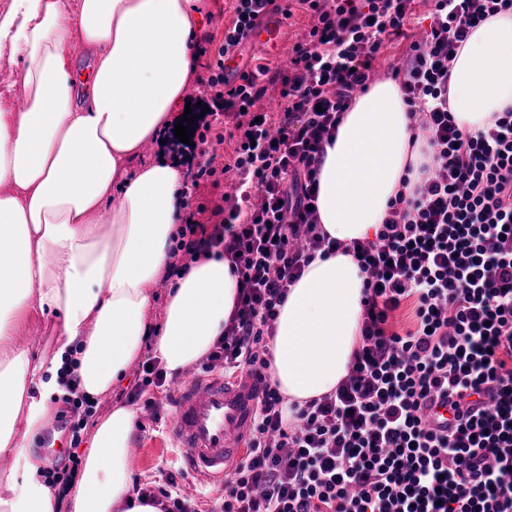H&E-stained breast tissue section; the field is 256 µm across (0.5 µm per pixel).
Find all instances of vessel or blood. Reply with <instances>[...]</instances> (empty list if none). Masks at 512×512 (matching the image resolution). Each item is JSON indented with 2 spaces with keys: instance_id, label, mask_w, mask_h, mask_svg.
I'll return each instance as SVG.
<instances>
[{
  "instance_id": "obj_1",
  "label": "vessel or blood",
  "mask_w": 512,
  "mask_h": 512,
  "mask_svg": "<svg viewBox=\"0 0 512 512\" xmlns=\"http://www.w3.org/2000/svg\"><path fill=\"white\" fill-rule=\"evenodd\" d=\"M286 25L281 0H267L237 54L224 61L225 86L240 83L253 48L277 51ZM260 393V383L245 372L228 378L216 371L174 382L175 409L167 437L183 470L197 485L223 482L225 474L242 459Z\"/></svg>"
}]
</instances>
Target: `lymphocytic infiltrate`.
<instances>
[{"mask_svg": "<svg viewBox=\"0 0 512 512\" xmlns=\"http://www.w3.org/2000/svg\"><path fill=\"white\" fill-rule=\"evenodd\" d=\"M264 0H237L216 60L192 92L200 143L237 140L236 192L212 223L181 225L171 272L224 255L240 282L224 334L200 363L263 385L243 460L213 512H512V109L470 133L448 111L450 68L472 29L512 0H432L428 30L394 67L431 149L429 175L398 194L375 240L324 235L314 204L324 145L373 82L385 41L406 38L412 0H297L310 13L287 70L245 72L224 86V58ZM280 86L277 120L255 105ZM230 121V131L219 124ZM352 252L366 276L360 340L331 393L288 404L268 370L288 290L316 254ZM414 303V327L389 317ZM447 403L434 427L433 399Z\"/></svg>", "mask_w": 512, "mask_h": 512, "instance_id": "lymphocytic-infiltrate-1", "label": "lymphocytic infiltrate"}]
</instances>
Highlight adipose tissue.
<instances>
[{"mask_svg": "<svg viewBox=\"0 0 512 512\" xmlns=\"http://www.w3.org/2000/svg\"><path fill=\"white\" fill-rule=\"evenodd\" d=\"M199 0H9L0 58L20 63L25 94L0 92V512H159L130 504L136 413L94 420L72 480L41 479L15 428L39 430L53 399L77 383L89 401L109 394L153 351L172 373L224 333L238 282L222 254L197 257L170 286L161 323L153 287L165 278L187 189L178 161L144 149L181 118L195 80ZM95 58L76 82L73 44ZM85 100H78L77 87ZM512 108V13L473 28L451 70L448 109L470 132ZM396 82L358 96L325 146L316 201L322 230L374 239L402 179L429 161ZM365 276L352 255L315 258L289 289L271 344L272 379L289 402L336 389L362 320ZM29 309L55 317L56 351L34 359L12 342Z\"/></svg>", "mask_w": 512, "mask_h": 512, "instance_id": "obj_1", "label": "adipose tissue"}]
</instances>
